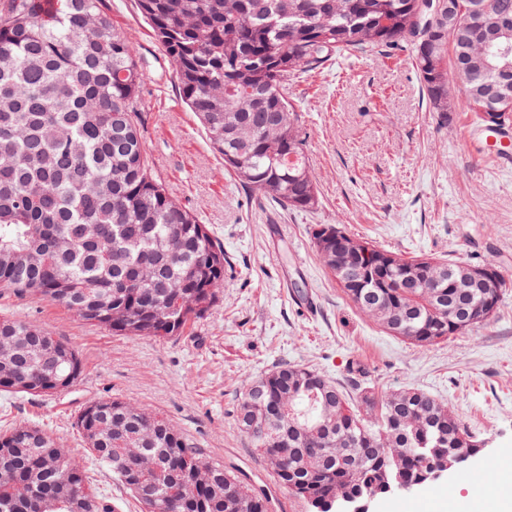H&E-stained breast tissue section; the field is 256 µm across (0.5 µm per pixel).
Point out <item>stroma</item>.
Returning a JSON list of instances; mask_svg holds the SVG:
<instances>
[{
	"label": "stroma",
	"mask_w": 512,
	"mask_h": 512,
	"mask_svg": "<svg viewBox=\"0 0 512 512\" xmlns=\"http://www.w3.org/2000/svg\"><path fill=\"white\" fill-rule=\"evenodd\" d=\"M135 45L147 79L142 139L157 177L224 248V285L182 335L134 339L82 321L63 306L0 296V314L48 330L79 352L77 383L48 396L0 391V430L44 429L111 495L117 512L138 503L96 464L76 428L90 402L126 398L163 415L203 456L244 473L278 512H308L279 486L236 425L247 382L278 364L315 368L341 385L416 386L449 403L486 437L467 471L486 480L512 464V290L487 326L418 347L384 332L356 309L317 256L311 230L341 224L406 255L489 261L512 280V171L466 140L472 113L448 124L430 112L409 46L345 53L288 86L319 200L309 211L258 201L224 171L205 130L183 103L173 68L135 0H102ZM314 299L316 310L303 304ZM475 512L457 472L436 484L372 502L370 512Z\"/></svg>",
	"instance_id": "stroma-1"
}]
</instances>
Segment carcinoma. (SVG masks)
<instances>
[{"label": "carcinoma", "mask_w": 512, "mask_h": 512, "mask_svg": "<svg viewBox=\"0 0 512 512\" xmlns=\"http://www.w3.org/2000/svg\"><path fill=\"white\" fill-rule=\"evenodd\" d=\"M459 18L448 26V3ZM171 60L180 95L239 185L284 210L318 203L288 80L342 51L409 42L431 111L512 124V73L487 67L492 25L512 0H137ZM464 88L455 99L448 69ZM144 74L101 0H0V289L57 303L130 337L179 336L224 284V248L155 175L142 140ZM496 114V125L487 120ZM313 246L348 300L383 329L432 345L496 317L512 283L467 282L472 265L383 249L329 224ZM340 230L336 241L334 230ZM393 258L375 264L372 254ZM0 391L67 389L78 351L0 316ZM76 427L94 461L155 512H273L269 497L206 459L164 417L106 398ZM240 431L309 512L336 499L433 483L431 467L479 455L485 439L454 408L414 387L352 391L282 363L246 385ZM116 512L37 426L0 432V512Z\"/></svg>", "instance_id": "carcinoma-1"}]
</instances>
